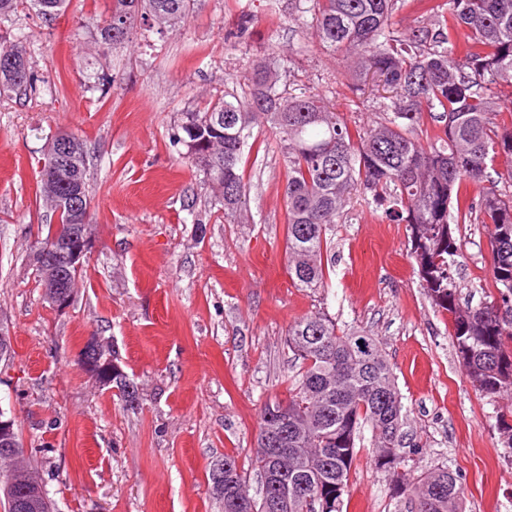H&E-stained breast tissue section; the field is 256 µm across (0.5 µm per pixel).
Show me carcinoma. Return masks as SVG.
<instances>
[{
	"mask_svg": "<svg viewBox=\"0 0 512 512\" xmlns=\"http://www.w3.org/2000/svg\"><path fill=\"white\" fill-rule=\"evenodd\" d=\"M41 15L55 17L66 0H32ZM196 0H112L99 36L115 30L112 47H123L135 28L175 29L193 11ZM405 0H298L297 25L326 53L347 64L357 80L367 76L390 93L380 118L352 129L323 97L291 93V59L275 51L260 57L244 78L206 107L181 113L176 143L185 158L211 182L224 207V223L237 224L247 205V184L240 165L251 149L253 127L270 128L284 158L288 274L294 285L326 288L324 251L332 224L351 196L372 193L385 218L410 227V256L418 265L435 307L448 313L458 356L472 385L497 398L512 396V197L494 189L472 197L466 183H480L493 171L512 184V0H448V9L430 8L434 22L407 31L394 26ZM11 62L0 65V94L32 87L34 75L22 42L0 48ZM442 126L430 145L421 142L428 122ZM75 164L56 174L44 162L40 194L62 208L60 223L37 244L64 241L71 215L66 199L75 189L92 226L86 153L72 135ZM473 219L492 226V276L500 301L462 306L448 258L457 251L449 220ZM286 345L299 361L288 381V398L265 404L253 458L261 483L280 466V494L288 512H342L343 495L357 459L355 438L364 424L375 433L372 457L398 488L413 495L415 512H462L464 489L448 469L426 472L405 482L406 453L421 443L405 432L402 397L393 368L376 340L347 333L323 312L288 327ZM80 362L102 386L117 390L124 407L140 405L137 385L123 371L118 353L107 342L84 347ZM285 435L290 452L273 460L266 439ZM3 512H20L22 496L42 512H53L42 477L24 448L0 445ZM228 469L213 466L215 494L224 512L239 499L248 512H268L265 492L252 497L235 458Z\"/></svg>",
	"mask_w": 512,
	"mask_h": 512,
	"instance_id": "cac0c4a2",
	"label": "carcinoma"
}]
</instances>
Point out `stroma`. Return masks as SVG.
Here are the masks:
<instances>
[{
  "label": "stroma",
  "mask_w": 512,
  "mask_h": 512,
  "mask_svg": "<svg viewBox=\"0 0 512 512\" xmlns=\"http://www.w3.org/2000/svg\"><path fill=\"white\" fill-rule=\"evenodd\" d=\"M254 25L228 43L242 4ZM110 0H67L45 18L24 6L0 22V46L28 38L33 90L0 97V322L12 350L0 360V410L32 451L55 512H224L210 471L234 457L252 496V451L264 403L287 395L298 369L285 342L316 311L377 338L421 446L411 477L458 474L464 512H512V452L498 426L506 401L471 385L447 313L431 302L409 254L408 225L361 197L333 227L329 287L288 274L284 163L277 146L244 158L248 221L228 224L211 184L173 140L181 112L239 85L265 47L302 35L295 0H198L178 30L99 50L96 19ZM341 65L309 43L287 79L371 124L383 98L336 77ZM79 137L95 223L70 304L43 297L30 261L56 217L39 194L49 143ZM452 270L463 301L496 295L489 230L452 227ZM112 339L142 393L123 408L79 364L88 337ZM362 428L343 512H412L372 455Z\"/></svg>",
  "instance_id": "stroma-1"
}]
</instances>
